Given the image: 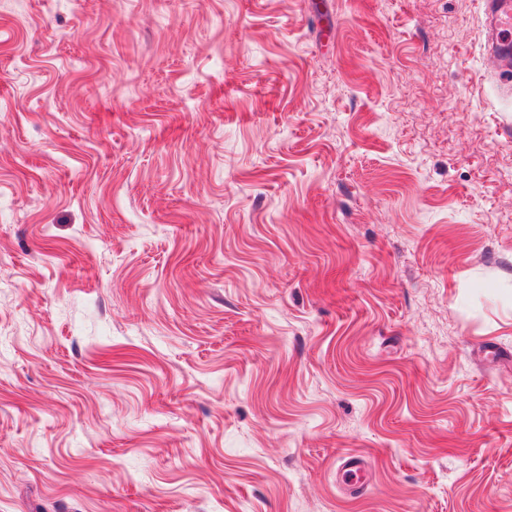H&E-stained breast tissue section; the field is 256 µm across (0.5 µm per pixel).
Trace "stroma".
<instances>
[{
	"label": "stroma",
	"mask_w": 512,
	"mask_h": 512,
	"mask_svg": "<svg viewBox=\"0 0 512 512\" xmlns=\"http://www.w3.org/2000/svg\"><path fill=\"white\" fill-rule=\"evenodd\" d=\"M488 56L479 0H0V512H512ZM341 470L344 479L351 485L361 487L363 468L362 457L355 452H345L341 458Z\"/></svg>",
	"instance_id": "stroma-1"
}]
</instances>
